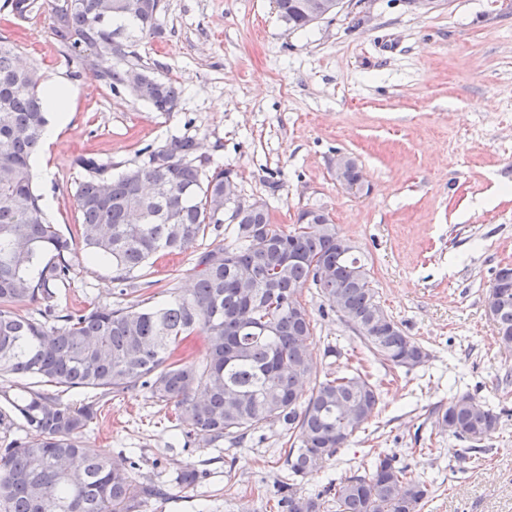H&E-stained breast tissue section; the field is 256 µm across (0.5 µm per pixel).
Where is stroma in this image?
<instances>
[{"label": "stroma", "mask_w": 512, "mask_h": 512, "mask_svg": "<svg viewBox=\"0 0 512 512\" xmlns=\"http://www.w3.org/2000/svg\"><path fill=\"white\" fill-rule=\"evenodd\" d=\"M32 2L20 21L0 0V38L72 93L71 119L34 177L63 234L81 222L75 156L124 168L139 163L140 148L186 132L233 170L243 199L267 203L274 223L290 228L303 210L323 208L366 256L383 308L425 347L413 370L384 368L316 290L302 291L317 373L361 364L382 402L365 431L301 479V493L389 454L429 485L422 512H512V354L500 350L486 315L495 272L512 263V0H439L427 12L408 0H347L305 32L289 30L273 0H161V31L137 51L182 88L168 115L113 93L93 67L67 58L51 30L54 0ZM340 154L356 159L368 191L337 183ZM223 240V228L211 230L158 259L151 287L125 292L109 266L83 263L58 304H153L170 286L189 287L198 256ZM462 394L501 412L473 462L429 417ZM95 409L86 446L170 494L143 512H277L279 426L227 451L182 435L173 406L143 392L99 398ZM188 466L203 478L176 485Z\"/></svg>", "instance_id": "stroma-1"}]
</instances>
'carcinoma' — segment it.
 <instances>
[{"label":"carcinoma","instance_id":"obj_1","mask_svg":"<svg viewBox=\"0 0 512 512\" xmlns=\"http://www.w3.org/2000/svg\"><path fill=\"white\" fill-rule=\"evenodd\" d=\"M293 31L310 28L304 4L275 0ZM63 0L52 6V32L62 52L89 64L113 91L124 90L154 112L177 108L181 87L141 62L140 40L160 30V0ZM145 80L131 88L126 70ZM39 68L22 61L17 46L0 40V373L35 380L19 396L3 394L0 409V512H142L167 492L134 481L83 445L93 403L62 399L75 389L102 396L146 391L172 403L187 437L206 446L241 445L275 424L288 438L287 471L277 480L279 512H321L317 498L298 489L299 477L320 468L374 416L381 392L349 366L315 379L300 399L298 384L313 376L314 327L300 300L314 288L367 351L384 365L411 370L428 357L381 306L366 259L341 236L324 210L309 209L316 224L284 229L267 205L230 215L231 242L198 260L191 288L143 307L93 304L63 315L59 289L74 266L101 262L112 280L130 286L151 261L179 254L224 223V182L232 171L197 154L195 137L173 135L138 164L112 165L79 155L75 198L79 243L60 233L34 187L33 156L48 124ZM487 316L498 345H512V267L498 269ZM43 309L35 318L30 303ZM193 336L200 355L174 357ZM434 427L479 449L491 439L499 413L470 394L431 411ZM325 493L336 512H421L429 489L393 456L332 480Z\"/></svg>","mask_w":512,"mask_h":512}]
</instances>
